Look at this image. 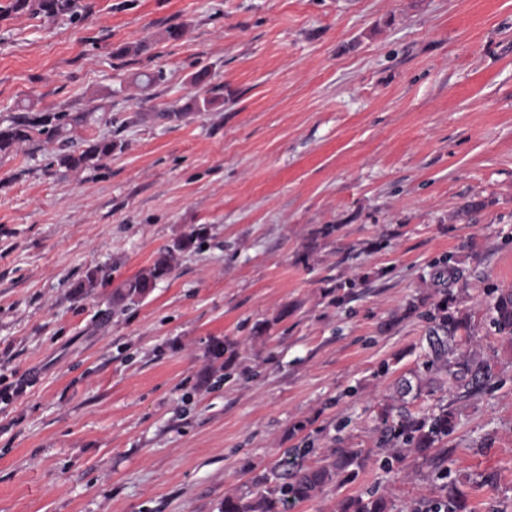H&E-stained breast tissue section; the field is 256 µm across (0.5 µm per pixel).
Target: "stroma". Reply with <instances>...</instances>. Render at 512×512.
Listing matches in <instances>:
<instances>
[{
	"label": "stroma",
	"mask_w": 512,
	"mask_h": 512,
	"mask_svg": "<svg viewBox=\"0 0 512 512\" xmlns=\"http://www.w3.org/2000/svg\"><path fill=\"white\" fill-rule=\"evenodd\" d=\"M7 2L0 125L93 99L114 122L91 134L118 147L79 171L29 143L0 153V374L24 383L0 398V512H219L288 449L371 447L425 334L402 309L448 253L499 377L444 446L452 474H498L463 484L472 512H512V349L483 294L512 287V0H78L74 16ZM157 68L166 82L144 87ZM193 232L146 298L113 305ZM363 275L329 305L331 279ZM224 341L229 373L208 354ZM440 485L371 462L291 512L370 491L403 508Z\"/></svg>",
	"instance_id": "stroma-1"
}]
</instances>
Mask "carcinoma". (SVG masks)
<instances>
[{"label":"carcinoma","instance_id":"obj_1","mask_svg":"<svg viewBox=\"0 0 512 512\" xmlns=\"http://www.w3.org/2000/svg\"><path fill=\"white\" fill-rule=\"evenodd\" d=\"M74 0H40L44 13L59 14L73 8ZM97 105L81 112H46L19 116L7 127H0V152L20 142H38L58 146L57 163L68 169L94 167L112 157L116 143L105 137H85L72 149L73 140L66 133L91 124ZM192 235L180 239L173 248L161 253L153 265L116 289L113 302H133L147 296L156 282L173 270L176 252L192 247ZM429 279L423 288L429 293L410 301L403 316H417L427 324V347L417 369L400 376L394 392L374 416V447L292 448L278 466L253 480L245 489L224 495L220 512H288L291 505L318 497L332 484L354 479L370 460H381L388 471H398L407 461L426 464L448 477V449L440 447L458 422L460 403L482 393L496 378L497 362L484 355L476 343V325L471 311L461 297L444 288L462 278L460 260L450 253L431 264ZM363 285L360 279H339L326 289L330 303L341 305ZM489 298L488 325L512 345V288L489 284L484 289ZM434 397L436 403L418 412L410 404L422 397ZM471 480L466 475L441 485V496L434 501L417 503L412 512H470L466 494L459 485ZM336 512H396L392 498L370 492L346 497L338 502Z\"/></svg>","mask_w":512,"mask_h":512}]
</instances>
